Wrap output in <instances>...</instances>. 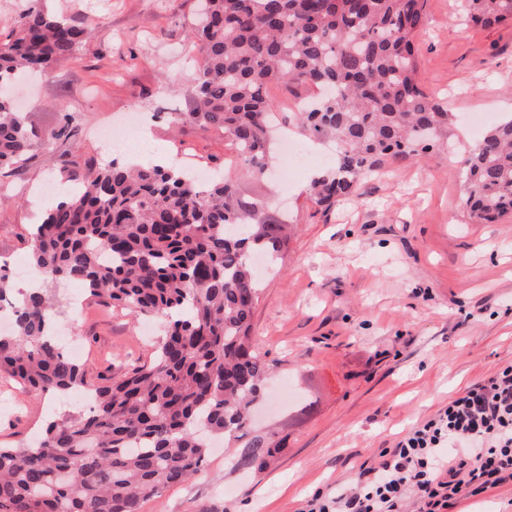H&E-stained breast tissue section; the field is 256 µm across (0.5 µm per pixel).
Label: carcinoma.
Returning a JSON list of instances; mask_svg holds the SVG:
<instances>
[{"label": "carcinoma", "mask_w": 512, "mask_h": 512, "mask_svg": "<svg viewBox=\"0 0 512 512\" xmlns=\"http://www.w3.org/2000/svg\"><path fill=\"white\" fill-rule=\"evenodd\" d=\"M200 2L187 35L204 65L191 111L173 120L223 130L252 175L271 165L273 84L324 91L295 120L339 149L336 167L309 188L326 210L381 158L448 146V107L416 77L414 35L428 20L427 0ZM466 7L475 23L512 19V0ZM84 34L76 20L29 0L0 43V175L26 167L39 138L15 109L12 86L70 59ZM465 167L472 222L512 213V118L486 130ZM58 171L83 192L52 205L31 233L42 283L11 300L0 371L42 394L83 390L92 403L49 422L32 446L0 445V512H142L149 497L198 474L212 435L244 442L238 466L263 464L280 442L251 427L269 368L252 340L261 288L248 256L278 264L290 225L263 221L228 175L205 186L173 165L115 159L81 171L71 152ZM66 281L161 320L153 360L109 384L89 381L55 336L51 287Z\"/></svg>", "instance_id": "carcinoma-1"}]
</instances>
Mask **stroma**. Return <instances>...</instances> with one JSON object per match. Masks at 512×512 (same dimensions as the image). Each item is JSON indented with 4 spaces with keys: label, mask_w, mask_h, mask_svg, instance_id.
<instances>
[{
    "label": "stroma",
    "mask_w": 512,
    "mask_h": 512,
    "mask_svg": "<svg viewBox=\"0 0 512 512\" xmlns=\"http://www.w3.org/2000/svg\"><path fill=\"white\" fill-rule=\"evenodd\" d=\"M81 22L86 37L51 77L20 84L17 107L41 136L71 115L74 141L35 146L30 165L0 183V267H30L29 232L43 213L32 185L52 182L57 158L104 165L95 131L140 116L151 137L142 163L187 154L200 170L230 172L240 194L264 204L268 222L295 226L280 270L261 272L254 345L272 367L258 431L282 436L263 469L234 470L223 443L203 472L149 498L143 512H306L310 501L359 481L413 426L453 397L512 364V215L472 223L462 162L472 149L464 121L512 115V21L466 24L461 0H427L416 37L417 79L447 101L452 146L383 158L357 190L326 211L308 200L313 174L336 164L332 143L301 131L308 151L290 174L248 173L223 131L173 129L191 108L201 60L186 38L196 0H45ZM58 325L73 330L90 376L120 378L149 363L162 332L109 303L89 302L76 284L55 289ZM79 408L0 375V443L30 441L46 421Z\"/></svg>",
    "instance_id": "obj_1"
}]
</instances>
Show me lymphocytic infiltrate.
<instances>
[{
	"instance_id": "obj_1",
	"label": "lymphocytic infiltrate",
	"mask_w": 512,
	"mask_h": 512,
	"mask_svg": "<svg viewBox=\"0 0 512 512\" xmlns=\"http://www.w3.org/2000/svg\"><path fill=\"white\" fill-rule=\"evenodd\" d=\"M512 478V366L414 426L377 465H361L357 488L313 500L309 512H450Z\"/></svg>"
}]
</instances>
